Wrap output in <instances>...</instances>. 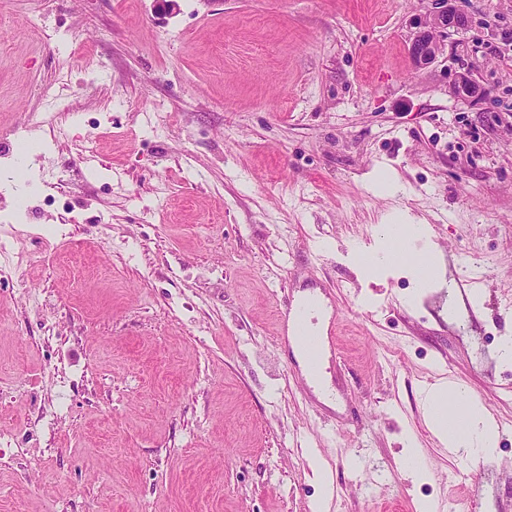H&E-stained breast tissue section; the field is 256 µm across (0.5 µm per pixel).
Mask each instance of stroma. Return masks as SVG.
I'll return each mask as SVG.
<instances>
[{"mask_svg": "<svg viewBox=\"0 0 512 512\" xmlns=\"http://www.w3.org/2000/svg\"><path fill=\"white\" fill-rule=\"evenodd\" d=\"M456 8L419 69L429 0H0V165L63 123L25 177L72 205L32 201L0 281V512H310L316 460L326 512H512V432L454 481L472 456L426 421L443 381L512 421V0ZM393 211L428 227L426 287L354 260ZM306 290L329 404L283 333ZM451 0H432L434 11L429 21L420 27L409 45V53L415 65L420 68L433 63L440 54L442 45L437 33H448V28H462L466 18L456 9L448 6ZM448 92L467 102H474L483 97L482 88L472 79L467 71L457 72Z\"/></svg>", "mask_w": 512, "mask_h": 512, "instance_id": "35a3bbf8", "label": "stroma"}]
</instances>
